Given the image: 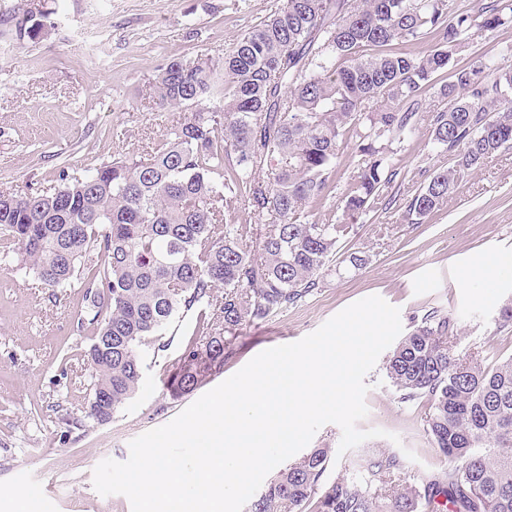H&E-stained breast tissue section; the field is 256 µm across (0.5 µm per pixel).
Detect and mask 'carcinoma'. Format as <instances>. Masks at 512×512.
<instances>
[{
	"instance_id": "obj_1",
	"label": "carcinoma",
	"mask_w": 512,
	"mask_h": 512,
	"mask_svg": "<svg viewBox=\"0 0 512 512\" xmlns=\"http://www.w3.org/2000/svg\"><path fill=\"white\" fill-rule=\"evenodd\" d=\"M54 11L5 18L18 42L51 28ZM512 23V0H283L224 56L169 60L152 83L162 108L212 103L183 118L153 152L67 178L54 192L0 191V247L46 288L82 290L80 325L91 393L82 417L104 424L138 389V348L164 352L176 315L196 312L168 390L206 383L224 365V333L263 321L322 287L341 240L398 175L396 145L419 130V91L439 88L431 139L452 163L438 167L403 218L422 224L460 181L512 148V47L458 65L469 32ZM435 38L419 57L392 49ZM377 104L362 111L365 102ZM361 157L342 196V217L310 219L336 189L340 143ZM234 156L228 166L226 159ZM270 217L260 233L226 216ZM362 250L341 263L361 269ZM452 316L433 308L385 361L399 401L425 408V427L448 468L397 482L401 458L382 452L357 475L320 485L332 449L312 448L280 469L251 512H512V357L492 367L454 354ZM444 501H439V498ZM449 76L450 71L439 72L433 77V79L430 82V85L428 87H425L424 91L421 93V96L419 97L423 104V111H436L443 107L441 98L438 95V89L442 84L450 80Z\"/></svg>"
}]
</instances>
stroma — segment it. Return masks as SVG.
Returning <instances> with one entry per match:
<instances>
[{"instance_id": "1", "label": "stroma", "mask_w": 512, "mask_h": 512, "mask_svg": "<svg viewBox=\"0 0 512 512\" xmlns=\"http://www.w3.org/2000/svg\"><path fill=\"white\" fill-rule=\"evenodd\" d=\"M281 4L55 0L54 27L24 44L0 24V191H51L61 174L80 176L116 158L151 153L183 116L152 98L161 66L173 58L190 63L221 55ZM397 159L398 178L342 242L343 249L368 251V263L350 273L330 271L322 288L288 310L240 326L210 386L370 295L399 308L404 330L436 308L457 322L458 353H479L488 365L512 356V325L495 324L501 302L512 297V274L498 278L491 299L465 278L467 269L512 253V148L466 177L423 224L404 222L403 213L423 171L447 166L449 157L423 127L402 144ZM82 306L80 289L49 291L16 259L0 258V512H14L19 494L35 497L36 512H132L125 496L94 490V468L107 458L126 461L132 439L170 422L198 398L194 392L173 398L166 387L195 328L196 316L188 313L167 329L166 351L141 347L139 389L110 422L67 426L68 417L80 416L90 389L89 339L77 323ZM366 382L369 413L359 427L386 435L332 458L326 480L358 473L384 451H412L404 462L408 480L446 468L424 430L423 409L399 402L383 363Z\"/></svg>"}]
</instances>
